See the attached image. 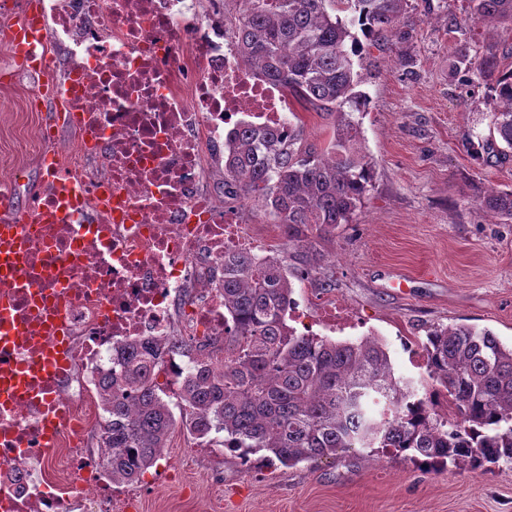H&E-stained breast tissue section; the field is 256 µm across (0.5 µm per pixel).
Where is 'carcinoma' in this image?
Instances as JSON below:
<instances>
[{"instance_id": "obj_1", "label": "carcinoma", "mask_w": 512, "mask_h": 512, "mask_svg": "<svg viewBox=\"0 0 512 512\" xmlns=\"http://www.w3.org/2000/svg\"><path fill=\"white\" fill-rule=\"evenodd\" d=\"M237 51L284 93L335 117L328 144L307 142L303 126L242 127L224 141V198L254 201L292 251L266 258L224 257V365L214 344L177 336L134 341L114 368L93 380L100 431L112 454L97 466L117 484H134L178 428L199 446L221 445L241 462L261 451L268 464L334 458L355 448L474 467L512 462V345L470 325L437 326L423 344L428 377L448 393L453 420L438 414L410 380L396 376L375 337L352 341L297 334L286 327L293 291L290 264L306 277L322 268L316 240L354 224L376 179L360 121L368 96L355 60L396 37L401 64L415 63L412 34L401 28L407 0H239ZM475 23H512V0H466ZM359 29L360 33L353 32ZM454 74L492 72L493 54L460 51ZM486 105L489 135L468 139L478 156L512 152V70L499 74ZM482 204L512 219V190ZM176 403L158 375L174 356Z\"/></svg>"}]
</instances>
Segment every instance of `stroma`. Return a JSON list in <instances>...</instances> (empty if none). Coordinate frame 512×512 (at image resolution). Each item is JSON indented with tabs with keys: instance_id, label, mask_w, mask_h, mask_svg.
<instances>
[{
	"instance_id": "1",
	"label": "stroma",
	"mask_w": 512,
	"mask_h": 512,
	"mask_svg": "<svg viewBox=\"0 0 512 512\" xmlns=\"http://www.w3.org/2000/svg\"><path fill=\"white\" fill-rule=\"evenodd\" d=\"M409 0L417 63L406 73L390 48L372 51L357 71L369 98L361 116L377 180L356 223L317 241L332 287L293 280L306 322L323 302L346 306L354 322L341 339L370 334L386 344L398 376L420 381L446 412V391L429 380L422 345L438 325L469 324L512 342V221L483 209V196L512 190V159L470 154L468 136H485L493 76H450L448 58L496 53L512 68V24L467 20L465 0ZM26 74L0 77V179L27 171L11 197L28 208L46 179L29 144L47 119ZM126 512H512V462L489 468L436 464L355 450L294 466L244 467L224 447L202 448L176 430L154 466L116 489Z\"/></svg>"
}]
</instances>
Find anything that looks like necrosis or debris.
Returning <instances> with one entry per match:
<instances>
[{"label": "necrosis or debris", "mask_w": 512, "mask_h": 512, "mask_svg": "<svg viewBox=\"0 0 512 512\" xmlns=\"http://www.w3.org/2000/svg\"><path fill=\"white\" fill-rule=\"evenodd\" d=\"M42 12L74 49L58 94L91 141L58 148L50 126L32 133L74 184L45 183L36 207L49 220L15 225L21 255L0 266V512H120L111 477L80 467L93 372L145 336L222 340L225 253L269 248L225 218L207 161L225 125L282 126L288 102L197 0H43ZM106 193L111 208L88 221ZM57 346L66 363L52 372ZM53 459L76 495L34 478Z\"/></svg>", "instance_id": "necrosis-or-debris-1"}]
</instances>
